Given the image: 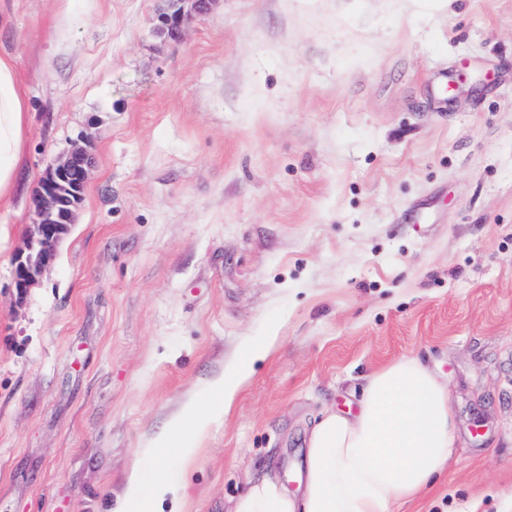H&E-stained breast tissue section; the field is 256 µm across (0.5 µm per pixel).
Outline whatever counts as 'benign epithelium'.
I'll return each mask as SVG.
<instances>
[{
  "instance_id": "7a95c632",
  "label": "benign epithelium",
  "mask_w": 512,
  "mask_h": 512,
  "mask_svg": "<svg viewBox=\"0 0 512 512\" xmlns=\"http://www.w3.org/2000/svg\"><path fill=\"white\" fill-rule=\"evenodd\" d=\"M164 2L166 8L159 16L156 33L175 40L192 15L206 12L212 0ZM91 163L87 147L76 143L65 155L53 159L46 169L40 189L29 202L38 221L24 249L14 259L13 283L18 299L26 296L27 290L53 259L60 241L68 234L74 211L83 200Z\"/></svg>"
}]
</instances>
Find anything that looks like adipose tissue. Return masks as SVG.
Here are the masks:
<instances>
[{"mask_svg":"<svg viewBox=\"0 0 512 512\" xmlns=\"http://www.w3.org/2000/svg\"><path fill=\"white\" fill-rule=\"evenodd\" d=\"M29 115L10 60L0 58V203L9 202L21 175ZM211 419L191 402L156 437L183 462L196 455L194 438ZM454 421L447 386L416 359H399L373 373L357 412H328L311 430L301 493L265 478L234 503L233 512H392L411 501L439 475L452 455ZM174 480L148 478L133 468L117 512H161L176 496Z\"/></svg>","mask_w":512,"mask_h":512,"instance_id":"ef3b65f1","label":"adipose tissue"}]
</instances>
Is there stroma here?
<instances>
[{
  "label": "stroma",
  "instance_id": "stroma-1",
  "mask_svg": "<svg viewBox=\"0 0 512 512\" xmlns=\"http://www.w3.org/2000/svg\"><path fill=\"white\" fill-rule=\"evenodd\" d=\"M0 0L30 114L0 206V512H107L133 467L230 512L303 488L308 434L417 357L455 448L393 512H512V0ZM94 164L24 300L29 200L78 141ZM266 359L251 361L266 337ZM251 362L230 411L212 380ZM212 403L196 460L157 454ZM213 0H164L166 8L159 16L156 33L165 39H177L193 14H202ZM190 4V9L187 5ZM210 419L211 411L206 405L199 402L186 404L157 435L156 448H172L185 464L192 462L197 449L194 437L207 428Z\"/></svg>",
  "mask_w": 512,
  "mask_h": 512
}]
</instances>
